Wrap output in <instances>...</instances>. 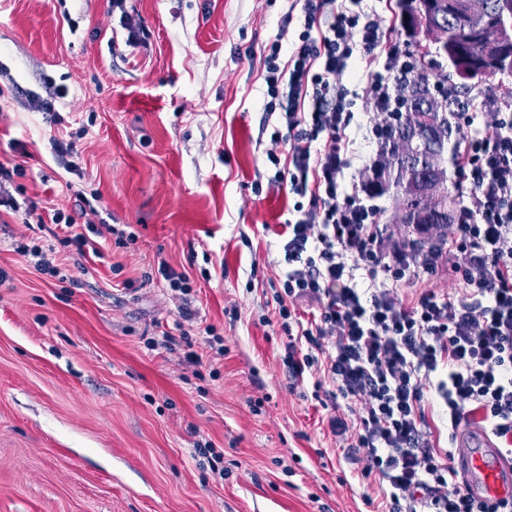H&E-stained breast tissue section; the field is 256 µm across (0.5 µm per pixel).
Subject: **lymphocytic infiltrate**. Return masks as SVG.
I'll return each mask as SVG.
<instances>
[{
  "label": "lymphocytic infiltrate",
  "mask_w": 512,
  "mask_h": 512,
  "mask_svg": "<svg viewBox=\"0 0 512 512\" xmlns=\"http://www.w3.org/2000/svg\"><path fill=\"white\" fill-rule=\"evenodd\" d=\"M364 0H288L297 12L290 49L274 39L263 57L267 112H279L285 155L268 151L273 181L295 199L280 234L282 290L276 310L288 337L282 363L289 378L314 376L320 403L332 411L333 435L351 434L364 480L390 503L389 512H512V496L475 499L449 460L461 426L488 429L512 447V102L493 112L468 110L456 119L465 134L456 168L465 185L443 249L389 242L358 188L379 156L358 143L349 83L356 59L385 53L362 88L363 99L394 111L398 86L420 73L409 55L389 45L378 14ZM52 242L18 246L20 255L52 272L57 246L103 258L108 241L134 244L135 232L106 220L77 224L61 209L47 212ZM447 264L456 296L402 292ZM164 281L180 300L185 323L172 347L188 341L192 287L186 273L158 261L145 283ZM361 399V413L338 414L340 400ZM436 399L448 418L450 448L429 439L426 406Z\"/></svg>",
  "instance_id": "lymphocytic-infiltrate-1"
}]
</instances>
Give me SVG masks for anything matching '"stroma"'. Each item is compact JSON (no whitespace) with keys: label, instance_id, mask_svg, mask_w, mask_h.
Segmentation results:
<instances>
[{"label":"stroma","instance_id":"35a3bbf8","mask_svg":"<svg viewBox=\"0 0 512 512\" xmlns=\"http://www.w3.org/2000/svg\"><path fill=\"white\" fill-rule=\"evenodd\" d=\"M126 7L147 47L126 46L112 0H0V163L23 167L11 194L70 214L95 190L138 236L81 266L59 248L53 276L16 251L48 228L0 215V512H388L365 503L312 381L292 385L282 364L271 228L293 200L271 182L266 153L288 146L261 68L286 0ZM364 8L400 51H423L400 0ZM58 86L54 115L27 109V93ZM54 135L75 136L79 174L54 163ZM161 259L223 341L196 345L201 365L160 346L177 302L142 280Z\"/></svg>","mask_w":512,"mask_h":512}]
</instances>
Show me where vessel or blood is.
I'll use <instances>...</instances> for the list:
<instances>
[{
	"instance_id": "b4317fda",
	"label": "vessel or blood",
	"mask_w": 512,
	"mask_h": 512,
	"mask_svg": "<svg viewBox=\"0 0 512 512\" xmlns=\"http://www.w3.org/2000/svg\"><path fill=\"white\" fill-rule=\"evenodd\" d=\"M459 435L468 447L453 466L473 495L493 499L512 495V455L498 448L486 431L463 428Z\"/></svg>"
}]
</instances>
